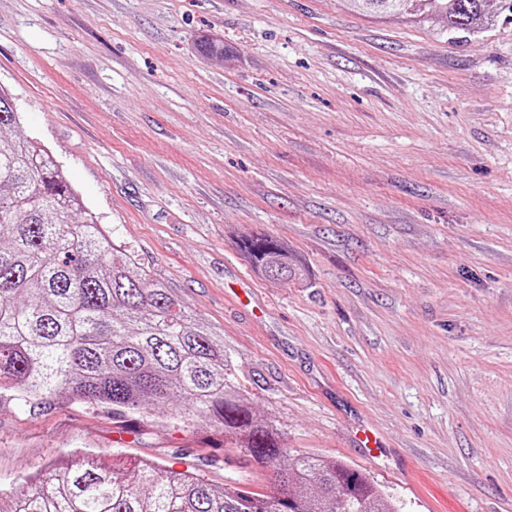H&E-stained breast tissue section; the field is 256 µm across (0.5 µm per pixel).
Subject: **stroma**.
<instances>
[{
	"label": "stroma",
	"mask_w": 512,
	"mask_h": 512,
	"mask_svg": "<svg viewBox=\"0 0 512 512\" xmlns=\"http://www.w3.org/2000/svg\"><path fill=\"white\" fill-rule=\"evenodd\" d=\"M0 86L114 245L222 329L291 454L363 470L401 512H512V25L0 0ZM250 233L300 277L254 269ZM78 458L275 483L213 427L0 402V486ZM237 244L251 264L263 269L262 272L271 280L285 283L298 275L296 268L286 265L282 260L283 255L288 254L287 248L270 235H245Z\"/></svg>",
	"instance_id": "1"
}]
</instances>
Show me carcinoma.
<instances>
[{
    "label": "carcinoma",
    "instance_id": "1",
    "mask_svg": "<svg viewBox=\"0 0 512 512\" xmlns=\"http://www.w3.org/2000/svg\"><path fill=\"white\" fill-rule=\"evenodd\" d=\"M361 10L438 15L450 33L489 20L487 0H352ZM19 122L0 90V132ZM0 400L89 402L114 417L171 411L221 428L224 446L277 470L262 492L144 462L129 470L82 460L0 488L10 512H399L360 470L291 456L271 421L255 417L224 339L191 316L133 256L114 254L98 223L48 153L22 135L0 137ZM238 247L273 281L297 269L264 233Z\"/></svg>",
    "mask_w": 512,
    "mask_h": 512
}]
</instances>
